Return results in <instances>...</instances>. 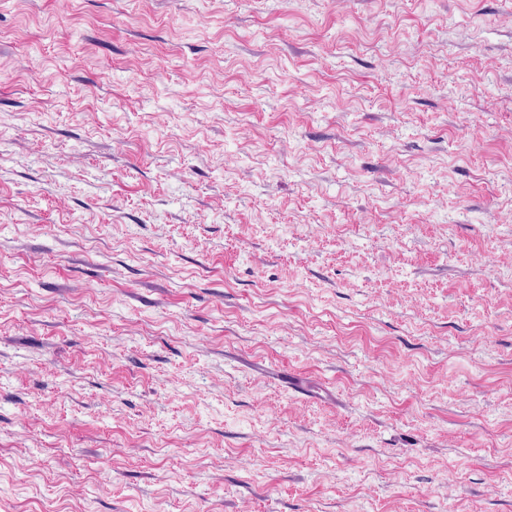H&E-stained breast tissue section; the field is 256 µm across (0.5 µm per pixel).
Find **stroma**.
<instances>
[{
	"mask_svg": "<svg viewBox=\"0 0 512 512\" xmlns=\"http://www.w3.org/2000/svg\"><path fill=\"white\" fill-rule=\"evenodd\" d=\"M0 512H512V0H0Z\"/></svg>",
	"mask_w": 512,
	"mask_h": 512,
	"instance_id": "obj_1",
	"label": "stroma"
}]
</instances>
